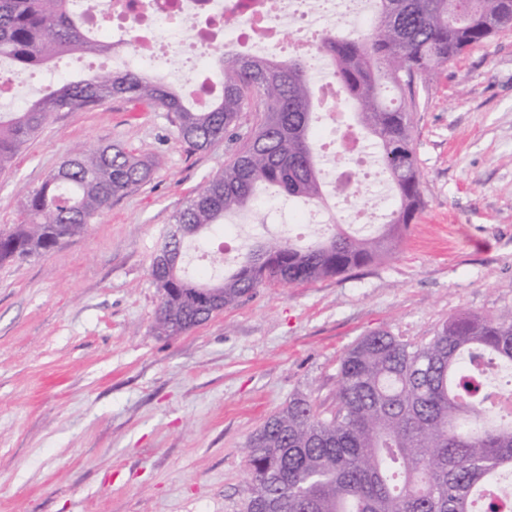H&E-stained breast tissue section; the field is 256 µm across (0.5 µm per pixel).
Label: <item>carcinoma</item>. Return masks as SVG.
<instances>
[{"mask_svg": "<svg viewBox=\"0 0 512 512\" xmlns=\"http://www.w3.org/2000/svg\"><path fill=\"white\" fill-rule=\"evenodd\" d=\"M72 0H0V60L41 69L62 53L104 55ZM369 33L327 36L318 53L334 65L355 127L378 147L398 207L368 236L342 225L302 245L273 237L248 244L229 275L188 278L185 243L248 209L259 186L319 203L325 196L313 141L312 78L302 55L282 60L219 53L221 95L188 105L163 79L128 66L68 81L25 107L0 112V170L42 129L51 112L111 98L147 102L172 116L193 151L221 142L243 112H260L224 170L208 178L176 213L183 228L166 238L151 276L163 291L156 331L176 336L236 305L266 284H311L345 276L395 249L422 208L407 78L431 82L470 47L512 26V0H375ZM153 163L121 143L78 146L28 193L20 222L0 230V262L46 254L85 231L112 199L148 183ZM488 360L512 374V309L463 312L413 342L389 331L364 336L341 358L336 407L318 412L296 396L246 444V512H475L482 487L512 474V410L473 367Z\"/></svg>", "mask_w": 512, "mask_h": 512, "instance_id": "obj_1", "label": "carcinoma"}]
</instances>
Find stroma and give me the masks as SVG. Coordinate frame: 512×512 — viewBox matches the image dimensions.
Segmentation results:
<instances>
[{"instance_id":"1","label":"stroma","mask_w":512,"mask_h":512,"mask_svg":"<svg viewBox=\"0 0 512 512\" xmlns=\"http://www.w3.org/2000/svg\"><path fill=\"white\" fill-rule=\"evenodd\" d=\"M422 211L399 247L313 284L271 285L182 336L154 330L153 258L259 113L192 152L166 112L112 98L51 113L0 171V228L79 144L150 157V182L48 254L0 263V512H245V446L295 396L336 405L337 369L378 330L421 341L451 316L512 309V27L417 87ZM344 200L262 199L266 232L309 243Z\"/></svg>"}]
</instances>
